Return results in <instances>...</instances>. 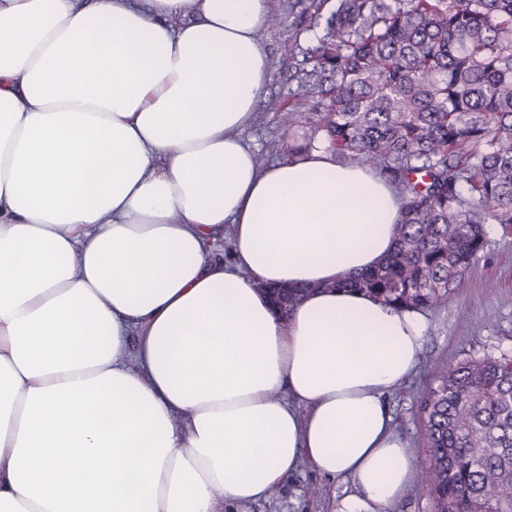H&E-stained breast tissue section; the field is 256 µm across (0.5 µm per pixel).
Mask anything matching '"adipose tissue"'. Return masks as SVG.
I'll return each instance as SVG.
<instances>
[{
	"label": "adipose tissue",
	"instance_id": "ef3b65f1",
	"mask_svg": "<svg viewBox=\"0 0 512 512\" xmlns=\"http://www.w3.org/2000/svg\"><path fill=\"white\" fill-rule=\"evenodd\" d=\"M271 0H0V512H225L301 464L390 512L427 323L339 288L399 196L260 165ZM304 296L277 311L269 288Z\"/></svg>",
	"mask_w": 512,
	"mask_h": 512
}]
</instances>
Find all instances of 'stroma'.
<instances>
[{
    "label": "stroma",
    "instance_id": "1",
    "mask_svg": "<svg viewBox=\"0 0 512 512\" xmlns=\"http://www.w3.org/2000/svg\"><path fill=\"white\" fill-rule=\"evenodd\" d=\"M337 4L272 0L275 22L264 37L270 63L268 103L245 134L260 165L286 158L290 143L304 132L297 124L284 126L280 112L305 113L322 98L307 59L325 35L326 20ZM484 231L485 248L458 288L425 309L427 332L418 366L389 397L395 427L408 441L419 474L431 461L419 406L435 378L467 358L512 354V224L491 221ZM352 491L350 483L323 477L306 465L288 478L277 496L236 512H334L337 501Z\"/></svg>",
    "mask_w": 512,
    "mask_h": 512
}]
</instances>
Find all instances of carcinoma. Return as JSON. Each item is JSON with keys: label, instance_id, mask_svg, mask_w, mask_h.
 <instances>
[{"label": "carcinoma", "instance_id": "1", "mask_svg": "<svg viewBox=\"0 0 512 512\" xmlns=\"http://www.w3.org/2000/svg\"><path fill=\"white\" fill-rule=\"evenodd\" d=\"M325 102L294 154L325 148L400 186L394 252L337 284L432 307L512 224V0H339L310 56ZM433 512H512V355L465 359L421 403Z\"/></svg>", "mask_w": 512, "mask_h": 512}]
</instances>
